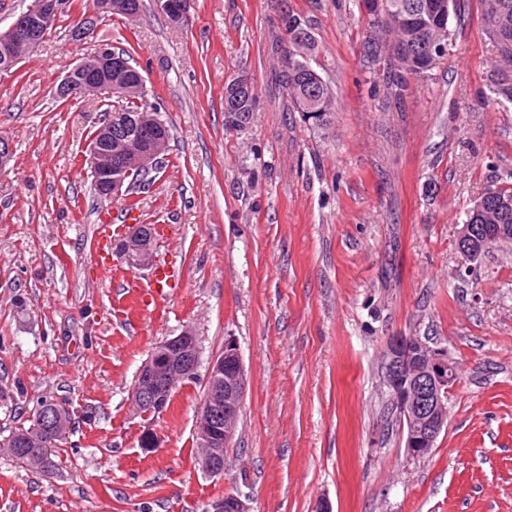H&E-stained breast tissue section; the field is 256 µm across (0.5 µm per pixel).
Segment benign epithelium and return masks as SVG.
I'll return each mask as SVG.
<instances>
[{
  "label": "benign epithelium",
  "instance_id": "1",
  "mask_svg": "<svg viewBox=\"0 0 512 512\" xmlns=\"http://www.w3.org/2000/svg\"><path fill=\"white\" fill-rule=\"evenodd\" d=\"M192 0H156L158 9L189 20ZM61 0H32L25 11L5 30H0V72L9 73L18 64L21 49L32 51L42 44V33L57 18ZM139 0H95L88 15L73 31L76 40L94 34V23L118 10L128 18L140 13ZM234 102L245 101L252 93V82L237 75L229 85ZM146 91L143 74L130 59L102 44L92 55L80 59L58 82L56 97L64 102L93 94L114 92L141 94ZM324 93L311 89L301 96V111L312 118L320 112L317 103ZM96 141L88 145L84 164L98 176L97 190L104 200L121 198L131 188L128 166L145 170L158 166L160 148L166 141L165 124L155 114H122L98 126ZM500 243H512V226L484 224ZM156 233L153 224H133L114 241L116 252L131 269H145L155 260ZM200 360L197 336L185 330L159 344L141 367L132 390V401L143 416L159 414L167 408L177 385L196 377ZM383 385L402 422L410 425L406 450L411 456L431 450L444 429L448 416V395L457 382V372L448 351L431 348L406 336H394L384 351ZM247 378L238 343L232 336L212 359L201 406L197 412L194 436L201 448L198 463L211 478H224V459L230 447L243 408ZM35 430L46 448L66 438L71 425L56 414L38 408ZM205 512H250L239 493H226L208 502Z\"/></svg>",
  "mask_w": 512,
  "mask_h": 512
}]
</instances>
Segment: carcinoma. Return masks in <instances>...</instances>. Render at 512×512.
Instances as JSON below:
<instances>
[{"mask_svg":"<svg viewBox=\"0 0 512 512\" xmlns=\"http://www.w3.org/2000/svg\"><path fill=\"white\" fill-rule=\"evenodd\" d=\"M481 34L496 49L499 61L512 65V0H480ZM385 14L365 20L362 32L361 56L371 69L387 73V89L394 104L403 103L411 80L431 76L436 64L425 54V40L448 39V48L456 42L453 22L461 14V0H382ZM287 38L274 36L275 46L288 56V65L274 73L275 82L290 97L292 108H297L301 88L308 84V71L314 69L317 45L313 36L300 42L296 35L311 27L298 15H288L283 24ZM149 94L141 97L112 95V103L105 111L117 113L142 112L148 107ZM512 104V83L495 82L485 97L487 106ZM512 198V173L502 185L487 189L481 198L492 202ZM467 224H511L512 211L493 214L477 213L470 208Z\"/></svg>","mask_w":512,"mask_h":512,"instance_id":"obj_1","label":"carcinoma"}]
</instances>
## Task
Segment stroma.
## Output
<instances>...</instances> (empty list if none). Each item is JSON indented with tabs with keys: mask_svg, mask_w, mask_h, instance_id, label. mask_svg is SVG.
<instances>
[{
	"mask_svg": "<svg viewBox=\"0 0 512 512\" xmlns=\"http://www.w3.org/2000/svg\"><path fill=\"white\" fill-rule=\"evenodd\" d=\"M87 0L0 76V440L38 403L73 412L52 473L0 451V512H203L227 492L250 512H512V244L471 261L465 212L512 172V109L485 106L501 79L467 0L456 46L395 106L360 54L354 0H193L184 27L155 0L135 20L98 21ZM309 20L334 89L320 128L271 83L272 25ZM132 58L170 127L165 163L139 191L156 261L176 288L150 304V273L97 243L118 237L124 199L95 203L82 156L95 99L60 102L56 82L97 45ZM247 73L256 111L224 119L226 78ZM137 281L126 289L127 281ZM196 332L195 380L142 417L131 401L156 346ZM447 350L460 379L430 456L410 458L383 387L389 337ZM235 337L247 376L223 480L198 464L195 416L208 365ZM152 433L154 447L142 444Z\"/></svg>",
	"mask_w": 512,
	"mask_h": 512,
	"instance_id": "35a3bbf8",
	"label": "stroma"
}]
</instances>
